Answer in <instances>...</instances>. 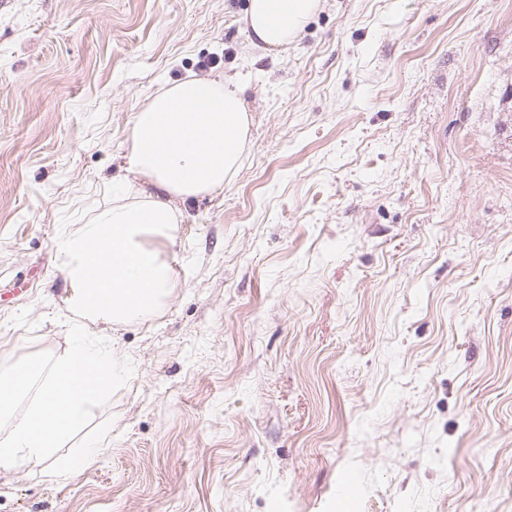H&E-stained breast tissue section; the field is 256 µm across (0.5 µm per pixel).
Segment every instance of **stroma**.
<instances>
[{"label": "stroma", "instance_id": "obj_1", "mask_svg": "<svg viewBox=\"0 0 512 512\" xmlns=\"http://www.w3.org/2000/svg\"><path fill=\"white\" fill-rule=\"evenodd\" d=\"M246 5L0 0V372L68 348L54 241L138 107L221 74L250 119L164 309L87 328L128 377L61 452L111 445L0 512H512V0H322L268 56Z\"/></svg>", "mask_w": 512, "mask_h": 512}]
</instances>
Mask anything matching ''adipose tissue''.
I'll list each match as a JSON object with an SVG mask.
<instances>
[{"label":"adipose tissue","mask_w":512,"mask_h":512,"mask_svg":"<svg viewBox=\"0 0 512 512\" xmlns=\"http://www.w3.org/2000/svg\"><path fill=\"white\" fill-rule=\"evenodd\" d=\"M320 0H249L245 22L255 49L271 54L295 40ZM249 120L243 89L223 77H188L142 104L134 115L128 164L137 183L130 200L103 208L54 243L75 318L112 327L146 322L164 308L173 286L166 253L177 243L181 203L223 189L240 167ZM125 376L122 355L75 339L40 370L0 378V470L32 462L47 479L95 461L110 428L79 460L59 455L112 387Z\"/></svg>","instance_id":"ef3b65f1"}]
</instances>
